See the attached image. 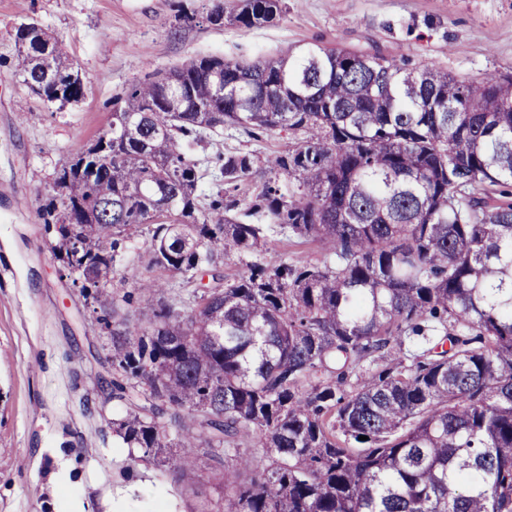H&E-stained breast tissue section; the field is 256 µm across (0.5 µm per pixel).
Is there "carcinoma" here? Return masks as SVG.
I'll list each match as a JSON object with an SVG mask.
<instances>
[{
	"label": "carcinoma",
	"instance_id": "cac0c4a2",
	"mask_svg": "<svg viewBox=\"0 0 512 512\" xmlns=\"http://www.w3.org/2000/svg\"><path fill=\"white\" fill-rule=\"evenodd\" d=\"M281 13L213 0L208 21ZM14 42L27 87L49 63L46 101L83 97L39 24ZM226 127L303 134L269 160L288 189L270 178L239 210L255 160L234 152L201 190L196 147ZM96 142L42 209L54 258L103 309L132 301L116 280L159 287L125 258L141 228L148 267L179 276L146 321L112 322L127 447L179 449L180 481L199 447L223 462L218 512H512V74L323 47L199 57L129 85ZM277 240L323 259L273 260Z\"/></svg>",
	"mask_w": 512,
	"mask_h": 512
}]
</instances>
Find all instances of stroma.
I'll list each match as a JSON object with an SVG mask.
<instances>
[{"label":"stroma","mask_w":512,"mask_h":512,"mask_svg":"<svg viewBox=\"0 0 512 512\" xmlns=\"http://www.w3.org/2000/svg\"><path fill=\"white\" fill-rule=\"evenodd\" d=\"M210 6L0 0V512H201L222 495L223 465L198 456L190 488L162 458L132 461L113 433L126 406L103 390L112 313L59 275L55 235L40 217L58 170L106 128L113 98L193 57L250 62L314 45L433 63L467 79L512 74V0H283L280 19L261 27L211 25L203 19ZM31 21L65 43L85 84L81 100L46 102L14 74L13 34ZM296 141L227 128L197 154L254 156L256 171L240 186L247 205L271 176L269 159ZM134 244L136 266L148 269L142 239ZM148 271L160 286L122 305L130 317L171 293L172 274Z\"/></svg>","instance_id":"stroma-1"}]
</instances>
